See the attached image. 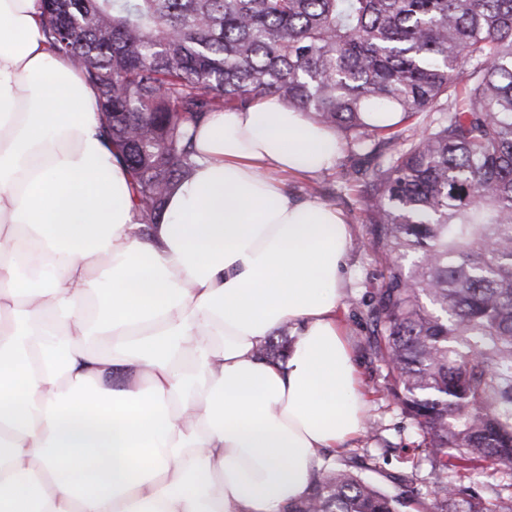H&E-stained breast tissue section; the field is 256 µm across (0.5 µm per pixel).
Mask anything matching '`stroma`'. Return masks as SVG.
I'll list each match as a JSON object with an SVG mask.
<instances>
[{
    "mask_svg": "<svg viewBox=\"0 0 512 512\" xmlns=\"http://www.w3.org/2000/svg\"><path fill=\"white\" fill-rule=\"evenodd\" d=\"M361 156L343 149L332 167L313 175L285 176L286 191L297 199L318 195L346 217L352 228L353 244L348 258V279L339 316L347 327L354 345L359 369L360 386L368 404L365 432L346 450L324 455V467H332L355 455L377 459L383 473L375 481L390 492H400V479L412 481L420 492L427 490L441 476L440 471L419 455L423 436L410 418L388 395L393 377L379 359L372 340L376 321L372 314V296L381 285L384 259L367 248L372 238L368 222L369 187L355 177L356 169L364 168Z\"/></svg>",
    "mask_w": 512,
    "mask_h": 512,
    "instance_id": "stroma-1",
    "label": "stroma"
}]
</instances>
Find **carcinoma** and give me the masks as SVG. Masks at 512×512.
Wrapping results in <instances>:
<instances>
[{"mask_svg":"<svg viewBox=\"0 0 512 512\" xmlns=\"http://www.w3.org/2000/svg\"><path fill=\"white\" fill-rule=\"evenodd\" d=\"M82 70L140 221L196 167L191 126L277 97L373 162L372 298L391 397L446 472L422 512H512V0H41ZM438 114L407 146L417 115ZM288 335L261 354L286 360ZM511 482L461 484L458 462ZM362 462L284 512H404Z\"/></svg>","mask_w":512,"mask_h":512,"instance_id":"1","label":"carcinoma"}]
</instances>
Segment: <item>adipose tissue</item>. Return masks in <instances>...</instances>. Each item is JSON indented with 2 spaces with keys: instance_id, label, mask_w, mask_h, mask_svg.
<instances>
[{
  "instance_id": "1",
  "label": "adipose tissue",
  "mask_w": 512,
  "mask_h": 512,
  "mask_svg": "<svg viewBox=\"0 0 512 512\" xmlns=\"http://www.w3.org/2000/svg\"><path fill=\"white\" fill-rule=\"evenodd\" d=\"M40 14L0 0V512H283L364 430L351 228L281 181L340 143L275 97L212 113L143 228ZM285 326L287 362L262 358Z\"/></svg>"
}]
</instances>
